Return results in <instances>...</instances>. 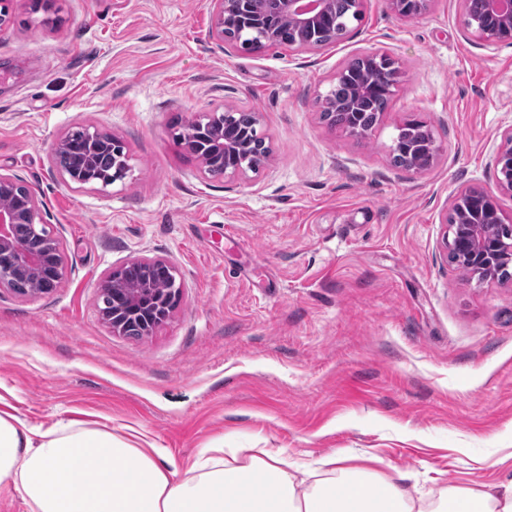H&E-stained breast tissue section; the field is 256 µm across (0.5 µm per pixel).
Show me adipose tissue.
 Instances as JSON below:
<instances>
[{"label":"adipose tissue","mask_w":512,"mask_h":512,"mask_svg":"<svg viewBox=\"0 0 512 512\" xmlns=\"http://www.w3.org/2000/svg\"><path fill=\"white\" fill-rule=\"evenodd\" d=\"M140 433L61 420L43 428L0 410V487L27 512H512V481L448 485L414 497L368 457L309 461L282 448H228L215 440L186 468Z\"/></svg>","instance_id":"obj_1"}]
</instances>
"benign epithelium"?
<instances>
[{
    "label": "benign epithelium",
    "instance_id": "benign-epithelium-1",
    "mask_svg": "<svg viewBox=\"0 0 512 512\" xmlns=\"http://www.w3.org/2000/svg\"><path fill=\"white\" fill-rule=\"evenodd\" d=\"M433 0H389L391 12L398 18H412L429 12ZM280 9L288 14L301 34L319 23L327 13L331 0H279ZM487 10L499 17V24L494 28L484 26L477 21L470 26L474 38L485 47H496L501 42L502 32L512 37V0H485ZM212 32L217 41L224 42V29L236 25L242 0H210ZM365 57L379 61L380 70L388 89L398 84L400 77L397 62L385 53H367ZM235 109L224 108V111L207 112L191 121L179 136L178 143L191 151L202 130L210 132L215 144L216 154L201 161L203 169L214 165L224 166V174L239 176L246 173L251 163L248 157L238 154L233 162H224V151L236 148L231 140H224L223 120L229 118ZM81 140L84 146L78 148L65 136L52 147L56 155L70 150L79 155L81 170L74 174L61 172L66 181L79 185L100 179L102 188L126 178L131 166L125 162L119 165L110 176L98 177L96 156L105 147L117 151L122 143L112 134L93 126L80 127ZM497 169L498 188L504 193L512 194V127L501 134V144L494 158ZM465 199H478L492 202L491 195L482 187L470 185L458 192L450 201L448 213L453 216V224L449 225V236L445 237V251L453 254L455 263L466 269L480 280H494L499 274L512 267V225L505 221L502 212L492 207L484 224L473 223V218L463 205ZM40 216L37 195L32 188H27L24 197L13 204L0 203V288L13 287L14 275L21 273L28 277L32 287L17 292L22 297H40L53 292L63 281L67 273L65 247L57 238L46 232V226L36 223ZM27 226L30 236L20 237L22 226ZM165 273L170 288L156 298L153 279L150 271ZM114 295V312L107 316L99 311L101 319L112 328V332L125 334L129 315L127 309L140 308L146 310L154 305L164 309L160 317L146 319L142 322L141 332L149 336L165 323L178 308L182 300V285L178 269L163 258L132 257L122 264L108 270L101 279L99 295Z\"/></svg>",
    "mask_w": 512,
    "mask_h": 512
}]
</instances>
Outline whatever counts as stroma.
Masks as SVG:
<instances>
[{"instance_id":"35a3bbf8","label":"stroma","mask_w":512,"mask_h":512,"mask_svg":"<svg viewBox=\"0 0 512 512\" xmlns=\"http://www.w3.org/2000/svg\"><path fill=\"white\" fill-rule=\"evenodd\" d=\"M0 173L32 186L68 274L51 294L0 288V409L34 426L128 425L186 466L209 440L290 457L368 454L427 493L512 479V280L447 263L444 216L472 184L497 191L512 127V44L481 45L460 0L400 19L364 0L344 40L247 54L219 45L209 0H0ZM401 79L369 138L320 120L352 59ZM257 113L258 172L209 178L173 116ZM417 116L442 151L392 167ZM112 133L131 170L107 189L65 181L52 145ZM133 256L179 270L182 301L147 337L112 332L98 286ZM498 188L512 194V127L501 134V144L494 158Z\"/></svg>"}]
</instances>
